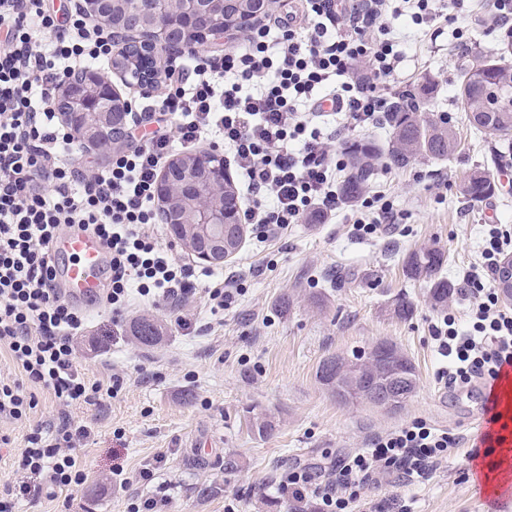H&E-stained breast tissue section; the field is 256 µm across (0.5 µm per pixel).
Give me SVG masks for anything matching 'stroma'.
<instances>
[{
    "label": "stroma",
    "mask_w": 512,
    "mask_h": 512,
    "mask_svg": "<svg viewBox=\"0 0 512 512\" xmlns=\"http://www.w3.org/2000/svg\"><path fill=\"white\" fill-rule=\"evenodd\" d=\"M392 26L404 57L392 92L432 81L437 105L453 126L458 150L445 160H422L404 169L378 167L369 193H383L395 218L381 233L356 236L355 219L369 209L341 205L327 223L295 224L283 236L260 240L247 232L223 273L245 280L232 308L212 315L204 299L186 305L193 323L180 328L176 311L135 298L121 317L97 306L76 341V361L92 379L115 376L110 401L61 410L52 394L38 392L35 423L67 412L88 436L75 448L85 465L82 484L39 495H21L16 512H129L132 500L154 498L157 512H286L274 481L292 466L314 472L336 457L360 451L375 434L415 420L471 436L476 432L470 399L452 398L439 375L432 326L444 313L465 323L468 300L455 294L447 307L432 305L425 284L405 271L410 252L437 247L448 261L443 274L456 286L480 261L485 223L512 225V167L494 165L503 146L470 127L455 97L460 45L493 54L506 34L481 11L463 6L432 24L402 19ZM491 169L498 190L480 202L460 194L471 171ZM407 295L414 313L390 311ZM321 296L323 308L308 298ZM289 308H281L282 298ZM161 321L162 339L147 347L132 336L134 319ZM396 344L411 359L417 387L405 408L390 412L369 404H339L317 376L331 355ZM273 425L267 437L251 434L250 417ZM24 425L0 416V486H43L44 477L19 464ZM234 459V468L225 460ZM122 475H115V468ZM149 478H141L142 470ZM478 484L464 450L452 451L429 480L405 489L392 477L371 483L368 498L405 500L411 512H490L476 497Z\"/></svg>",
    "instance_id": "35a3bbf8"
}]
</instances>
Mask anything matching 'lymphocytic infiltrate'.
I'll list each match as a JSON object with an SVG mask.
<instances>
[{"label": "lymphocytic infiltrate", "instance_id": "obj_1", "mask_svg": "<svg viewBox=\"0 0 512 512\" xmlns=\"http://www.w3.org/2000/svg\"><path fill=\"white\" fill-rule=\"evenodd\" d=\"M464 0H300L301 13L277 18V46L267 28L251 29L243 47L221 55L191 53L156 76L157 92L143 118L157 126L145 143L113 154L92 170L77 162L74 142L56 121L52 100L76 67L108 65L112 32L46 0H0V347L20 377L0 383V415L25 420L37 390L62 406L100 404L112 397L108 380L90 379L75 361L74 340L87 324L68 300L52 253L58 230L78 224L109 248L106 301L113 314L132 294L179 307L205 291L211 312L232 306L237 279L201 286L196 269L177 261L159 237L155 186L174 146L227 151L244 181L242 220L259 234L293 224L326 222L340 206L330 148L338 130L304 112L313 96L332 90L336 111L350 127L378 121L402 59L388 18L435 22ZM512 250V229L485 227L480 269L465 282L467 327L453 315L434 324L432 338L448 364L440 375L453 388L497 379L512 366V309L493 283L501 255ZM21 465L46 473L51 487L81 484L67 416L26 434ZM477 456L475 439L426 422L371 437L354 455L336 459L326 481L308 469L277 484L304 512H395L396 500L364 499L376 472L403 486L428 480L452 450Z\"/></svg>", "mask_w": 512, "mask_h": 512}]
</instances>
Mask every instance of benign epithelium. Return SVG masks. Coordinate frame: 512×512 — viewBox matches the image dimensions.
I'll use <instances>...</instances> for the list:
<instances>
[{
	"instance_id": "obj_1",
	"label": "benign epithelium",
	"mask_w": 512,
	"mask_h": 512,
	"mask_svg": "<svg viewBox=\"0 0 512 512\" xmlns=\"http://www.w3.org/2000/svg\"><path fill=\"white\" fill-rule=\"evenodd\" d=\"M137 15L149 34L148 44L156 52L180 56L207 43L210 36H234L245 32L234 17L225 18L227 0H137ZM117 9L124 0H82L81 10L98 18L104 7ZM187 22L197 28V41L176 42L174 32ZM68 112L62 114L66 127L87 150L105 151L124 138L129 103L114 91L109 74L102 68H80L68 75L62 85ZM202 175H188L178 157H173L160 175L156 193L162 202H178L189 220L168 225L171 237L201 261L214 265L224 257V234L228 233V212L211 203L213 193L228 180L224 158L210 154L198 159ZM409 379L394 376L377 389L376 403L386 409L404 404Z\"/></svg>"
}]
</instances>
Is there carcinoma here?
Wrapping results in <instances>:
<instances>
[{
  "mask_svg": "<svg viewBox=\"0 0 512 512\" xmlns=\"http://www.w3.org/2000/svg\"><path fill=\"white\" fill-rule=\"evenodd\" d=\"M137 39L119 51L113 65L125 69L137 80L151 76L157 64V55L149 50L148 34L143 25L136 23L132 14L118 17ZM459 70L465 85L458 87L457 95L462 110L467 112L469 122L480 132L503 141L512 140V63L506 56L512 55V40L505 43L497 57H488L480 52L468 54L462 50ZM436 87L425 82L409 93L392 97L387 107L386 124L391 129L387 147H381L370 139H348L342 143L347 159L346 172L340 186L344 201H358L374 175L377 161L385 157L398 168H405L421 159L443 160L457 149L456 133L448 121L435 113ZM496 191L494 176L490 171L475 170L461 184L462 195L471 202L481 201ZM446 262L445 253L435 248L424 247L411 252L406 261L407 275L428 285L429 296L434 304L448 305L456 286L441 276ZM134 337L142 344L159 341L161 325L148 317L133 323ZM364 363L357 376L358 397L371 401L375 397L374 384L402 371L412 377L411 386H416L415 367L406 354L389 341H380L374 350L363 355ZM317 376L322 381L336 378L346 380L342 374L341 356L328 357L320 363Z\"/></svg>",
  "mask_w": 512,
  "mask_h": 512,
  "instance_id": "obj_1",
  "label": "carcinoma"
}]
</instances>
